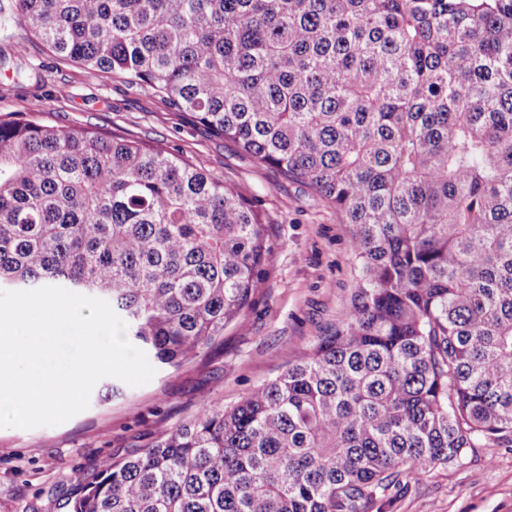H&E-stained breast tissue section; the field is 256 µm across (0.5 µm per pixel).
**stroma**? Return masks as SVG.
I'll return each mask as SVG.
<instances>
[{
  "label": "stroma",
  "mask_w": 512,
  "mask_h": 512,
  "mask_svg": "<svg viewBox=\"0 0 512 512\" xmlns=\"http://www.w3.org/2000/svg\"><path fill=\"white\" fill-rule=\"evenodd\" d=\"M26 51L16 54L14 43ZM0 116L48 126L104 128L163 143L218 180L234 183L276 234L263 285L222 348L179 370L157 369L147 384L94 387L89 406L67 422L0 428V512H67L77 482L196 416L203 401L227 406L309 352L333 328L357 287L352 225L303 185L257 164L147 90L65 62L18 25L0 38ZM388 512H512V448H482L432 469L397 493Z\"/></svg>",
  "instance_id": "35a3bbf8"
}]
</instances>
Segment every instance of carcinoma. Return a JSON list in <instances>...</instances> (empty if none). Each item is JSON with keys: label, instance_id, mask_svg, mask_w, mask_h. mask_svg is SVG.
Segmentation results:
<instances>
[{"label": "carcinoma", "instance_id": "1", "mask_svg": "<svg viewBox=\"0 0 512 512\" xmlns=\"http://www.w3.org/2000/svg\"><path fill=\"white\" fill-rule=\"evenodd\" d=\"M354 226L307 356L103 461L68 512H384L512 447V0H0ZM273 253L237 186L160 143L0 118V288L107 301L165 367L221 344Z\"/></svg>", "mask_w": 512, "mask_h": 512}]
</instances>
